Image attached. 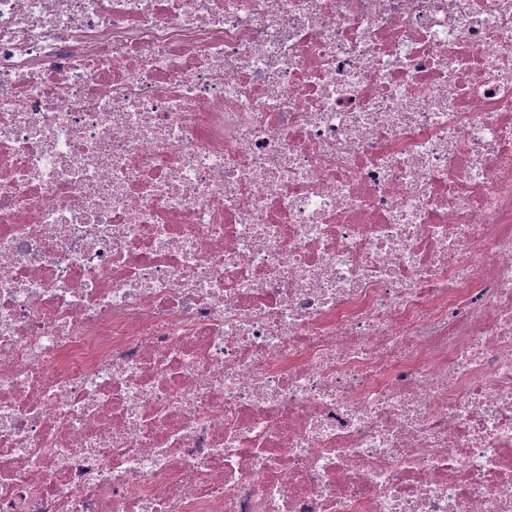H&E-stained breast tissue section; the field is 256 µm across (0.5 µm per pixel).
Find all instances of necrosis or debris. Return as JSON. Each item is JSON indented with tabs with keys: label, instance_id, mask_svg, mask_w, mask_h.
Instances as JSON below:
<instances>
[{
	"label": "necrosis or debris",
	"instance_id": "1",
	"mask_svg": "<svg viewBox=\"0 0 512 512\" xmlns=\"http://www.w3.org/2000/svg\"><path fill=\"white\" fill-rule=\"evenodd\" d=\"M0 512H512V0H0Z\"/></svg>",
	"mask_w": 512,
	"mask_h": 512
}]
</instances>
